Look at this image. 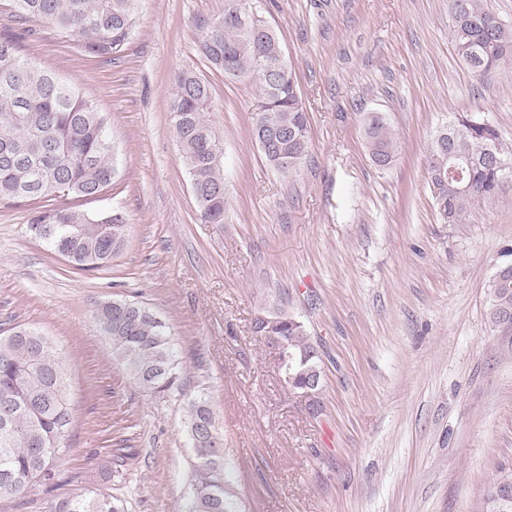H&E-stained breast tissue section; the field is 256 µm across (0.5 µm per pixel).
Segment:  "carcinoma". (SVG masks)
I'll return each mask as SVG.
<instances>
[{
  "label": "carcinoma",
  "instance_id": "obj_1",
  "mask_svg": "<svg viewBox=\"0 0 512 512\" xmlns=\"http://www.w3.org/2000/svg\"><path fill=\"white\" fill-rule=\"evenodd\" d=\"M22 33L44 22L63 30L91 55L110 58L128 43L139 19V0H8ZM248 20L225 24L221 18L202 30L200 47L216 70H232L233 79L257 89L251 133L275 139L263 153L274 170L295 171L308 153L307 114L291 67L264 81L255 74L257 59H278L282 44L273 30L252 38ZM450 36L457 55L479 82L512 60V28L485 6V0H453ZM18 34L0 33V202L34 205L28 224L33 238L44 227L54 232L50 250L67 255L71 265L93 272L112 261L125 243L127 224L118 211L90 214L56 204L64 191L92 197L112 186L116 175L112 139L106 121L82 91L31 64L18 51ZM213 108L212 86L193 71L176 75L170 112L198 213L203 224L224 223V146L206 119ZM362 134L371 160L387 166L395 134L382 112H368ZM512 160L493 126L478 117L448 121L432 139L426 155L428 185L446 224H462L476 208L495 202L505 175L493 156ZM491 277L489 318L512 326V262ZM95 314L100 332L138 385L153 396L178 388L180 367L163 320L149 308L130 316L118 309ZM259 336H282L294 357L290 373L302 386L322 380L317 345L305 323L281 309L265 311L253 323ZM68 373L48 338L29 326L0 333V498L25 495L39 485L70 480L58 467L68 451L72 414ZM188 435L193 449L190 493L183 512H241L234 492V469L224 461V440L204 397L190 404ZM501 475L488 489L486 512H498ZM43 512H126L124 502L93 488L48 501Z\"/></svg>",
  "mask_w": 512,
  "mask_h": 512
}]
</instances>
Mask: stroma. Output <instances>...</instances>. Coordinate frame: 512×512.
I'll use <instances>...</instances> for the list:
<instances>
[{
	"label": "stroma",
	"mask_w": 512,
	"mask_h": 512,
	"mask_svg": "<svg viewBox=\"0 0 512 512\" xmlns=\"http://www.w3.org/2000/svg\"><path fill=\"white\" fill-rule=\"evenodd\" d=\"M277 33L309 121L292 174L251 132L252 85L199 48L224 0H141L110 59L37 24L22 55L103 114L117 177L94 214L120 210L119 254L82 273L27 233L29 205L0 204V333L48 336L73 397L62 467L112 463L127 512H181L192 451L188 403L203 396L239 474L244 512H481L512 470V330L488 317L486 285L512 248V178L462 224L442 223L427 147L450 116H484L512 147V62L476 83L449 35L452 0H249ZM182 70L213 86L224 142V221L201 223L170 112ZM382 112L398 149L375 166L362 117ZM131 300L165 322L182 389L144 392L94 319ZM280 306L307 325L323 370L319 414L253 334Z\"/></svg>",
	"instance_id": "35a3bbf8"
}]
</instances>
